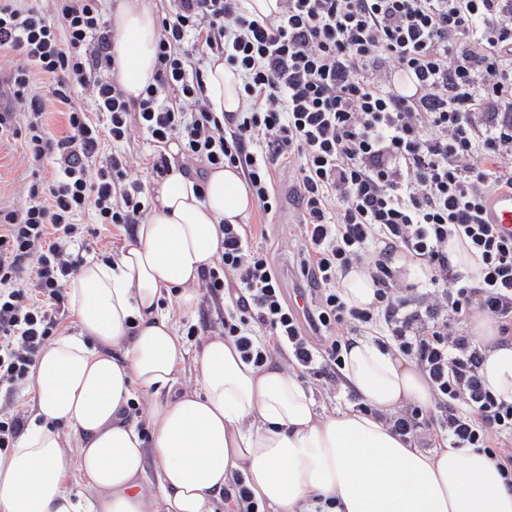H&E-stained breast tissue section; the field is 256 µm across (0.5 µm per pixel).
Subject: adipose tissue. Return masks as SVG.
I'll return each instance as SVG.
<instances>
[{
	"instance_id": "ef3b65f1",
	"label": "adipose tissue",
	"mask_w": 512,
	"mask_h": 512,
	"mask_svg": "<svg viewBox=\"0 0 512 512\" xmlns=\"http://www.w3.org/2000/svg\"><path fill=\"white\" fill-rule=\"evenodd\" d=\"M111 26L113 76L134 101L157 77L154 0H121ZM205 74L212 110L239 111L240 75L216 56ZM149 195L147 216L112 260L87 261L64 284L77 330L46 344L30 370L35 413L0 452V512H215L216 493L237 474L266 512H315L328 498L334 512H512L493 457L446 442L425 452L385 422L433 396L414 364L374 337L343 352L357 409L320 415L281 358L254 366L224 336L196 354L195 386H179L187 349L177 321L195 317L202 272L224 250L222 227L243 223L253 199L229 165L201 184L171 166ZM174 290L170 313L162 301ZM476 332L487 388L512 402V341L487 320ZM140 394L153 398L148 443L126 417ZM75 472L82 487L69 480Z\"/></svg>"
}]
</instances>
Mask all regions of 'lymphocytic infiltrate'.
I'll return each mask as SVG.
<instances>
[{"instance_id":"1","label":"lymphocytic infiltrate","mask_w":512,"mask_h":512,"mask_svg":"<svg viewBox=\"0 0 512 512\" xmlns=\"http://www.w3.org/2000/svg\"><path fill=\"white\" fill-rule=\"evenodd\" d=\"M53 2L47 13L31 0H0V51L16 59L0 87V137L26 135L31 166L55 169L51 181H31L27 205L0 209V387L26 380L58 328L64 283L82 262L65 247L83 234L74 216L91 207L99 223L123 228L144 216L129 160L98 157L102 139L120 145L139 130L154 145L153 175L169 172L165 148L177 141L188 163L240 168L266 214L279 204L274 160L296 165L304 308L288 302L284 272L253 247L249 225H225L224 251L202 273L210 294L229 295L224 334L246 359L260 366L284 349L335 382L345 331L382 327L434 398L432 408L387 415L393 430L411 436L424 426L452 447L483 449L512 487V403L486 387L481 347L454 328L479 312L512 334V239L486 219L489 199L512 189V0H279L261 19L244 0H171L157 82L135 104L107 75L112 28L98 0ZM204 54L241 74L240 111L211 110L196 63ZM37 73L50 80L48 95L34 92ZM75 86L92 109L73 102ZM50 96L68 108L59 138L44 129ZM452 238L477 257V286L455 270ZM400 253L422 261L425 293L401 286ZM359 266L375 286L365 308L336 286Z\"/></svg>"}]
</instances>
